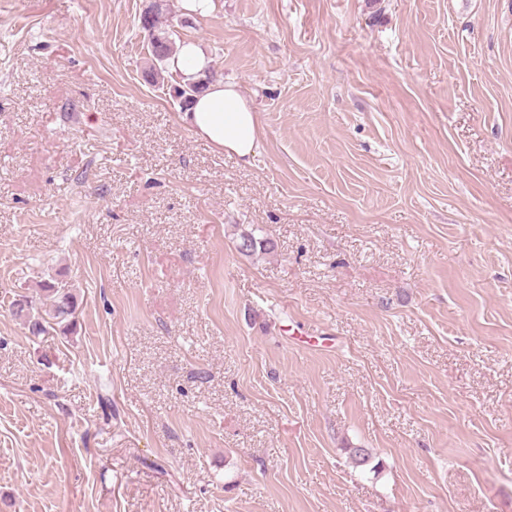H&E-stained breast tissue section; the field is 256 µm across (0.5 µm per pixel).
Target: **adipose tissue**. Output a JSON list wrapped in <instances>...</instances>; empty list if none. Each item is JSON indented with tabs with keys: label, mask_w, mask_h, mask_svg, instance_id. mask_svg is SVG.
<instances>
[{
	"label": "adipose tissue",
	"mask_w": 512,
	"mask_h": 512,
	"mask_svg": "<svg viewBox=\"0 0 512 512\" xmlns=\"http://www.w3.org/2000/svg\"><path fill=\"white\" fill-rule=\"evenodd\" d=\"M173 64L186 81L205 83L182 114L185 125L218 149L246 159L255 156L260 147L258 115L237 86L221 80L206 81L208 61L195 43L183 45Z\"/></svg>",
	"instance_id": "ef3b65f1"
}]
</instances>
